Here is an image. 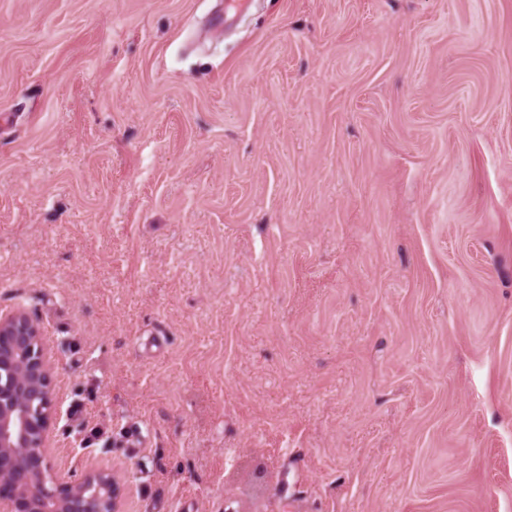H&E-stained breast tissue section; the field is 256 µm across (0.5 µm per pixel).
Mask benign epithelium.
<instances>
[{
    "mask_svg": "<svg viewBox=\"0 0 512 512\" xmlns=\"http://www.w3.org/2000/svg\"><path fill=\"white\" fill-rule=\"evenodd\" d=\"M55 362L39 322L0 315V512H118L112 472L55 471L49 445L57 417Z\"/></svg>",
    "mask_w": 512,
    "mask_h": 512,
    "instance_id": "7a95c632",
    "label": "benign epithelium"
}]
</instances>
